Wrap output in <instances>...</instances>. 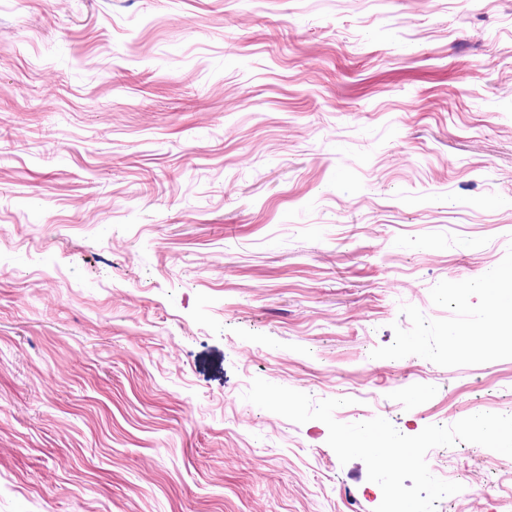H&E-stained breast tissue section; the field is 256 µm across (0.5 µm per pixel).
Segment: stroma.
<instances>
[{
    "mask_svg": "<svg viewBox=\"0 0 512 512\" xmlns=\"http://www.w3.org/2000/svg\"><path fill=\"white\" fill-rule=\"evenodd\" d=\"M508 267L512 0H0V512H374L243 393L512 414V353L438 356Z\"/></svg>",
    "mask_w": 512,
    "mask_h": 512,
    "instance_id": "35a3bbf8",
    "label": "stroma"
}]
</instances>
